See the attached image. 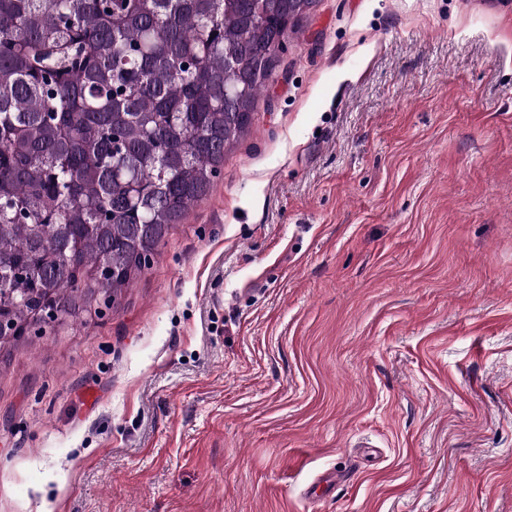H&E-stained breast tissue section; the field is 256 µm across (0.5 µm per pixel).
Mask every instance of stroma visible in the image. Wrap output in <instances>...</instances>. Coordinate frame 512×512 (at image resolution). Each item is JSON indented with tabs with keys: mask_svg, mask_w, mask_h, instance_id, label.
Here are the masks:
<instances>
[{
	"mask_svg": "<svg viewBox=\"0 0 512 512\" xmlns=\"http://www.w3.org/2000/svg\"><path fill=\"white\" fill-rule=\"evenodd\" d=\"M0 512H512V0H314L118 303L0 353Z\"/></svg>",
	"mask_w": 512,
	"mask_h": 512,
	"instance_id": "obj_1",
	"label": "stroma"
}]
</instances>
